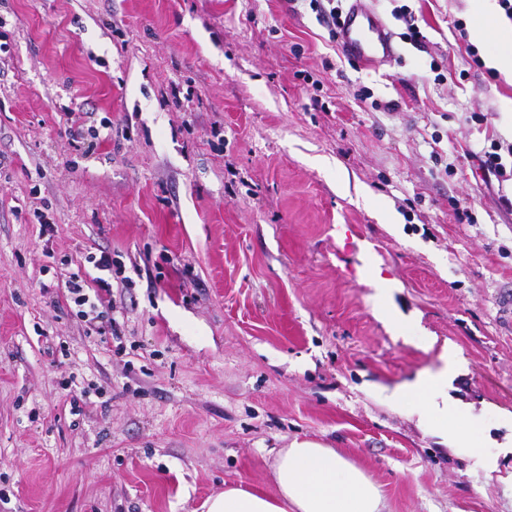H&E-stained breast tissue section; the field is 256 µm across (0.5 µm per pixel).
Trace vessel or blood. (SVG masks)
Wrapping results in <instances>:
<instances>
[{
  "label": "vessel or blood",
  "instance_id": "1",
  "mask_svg": "<svg viewBox=\"0 0 512 512\" xmlns=\"http://www.w3.org/2000/svg\"><path fill=\"white\" fill-rule=\"evenodd\" d=\"M342 54L361 66L382 65L396 55L394 37L366 0H351L337 35Z\"/></svg>",
  "mask_w": 512,
  "mask_h": 512
}]
</instances>
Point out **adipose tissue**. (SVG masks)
<instances>
[{
    "label": "adipose tissue",
    "mask_w": 512,
    "mask_h": 512,
    "mask_svg": "<svg viewBox=\"0 0 512 512\" xmlns=\"http://www.w3.org/2000/svg\"><path fill=\"white\" fill-rule=\"evenodd\" d=\"M473 36L493 44L489 66L512 71V27L498 26L491 16L478 15ZM444 374L423 377L391 394L403 404L420 403L422 421L435 435L472 452L467 437L470 423L449 416L439 400L444 395ZM274 487L269 493H255L230 487L210 498L207 512H381L378 488L354 463L335 449L312 440H293L278 449L273 465Z\"/></svg>",
    "instance_id": "obj_1"
}]
</instances>
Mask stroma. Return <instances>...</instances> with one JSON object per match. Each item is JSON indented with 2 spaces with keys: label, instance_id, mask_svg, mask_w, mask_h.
I'll list each match as a JSON object with an SVG mask.
<instances>
[{
  "label": "stroma",
  "instance_id": "1",
  "mask_svg": "<svg viewBox=\"0 0 512 512\" xmlns=\"http://www.w3.org/2000/svg\"><path fill=\"white\" fill-rule=\"evenodd\" d=\"M368 4L399 35L409 5L424 46L356 66L307 0H0V512H206L271 491L295 439L360 467L384 512H512V214L463 153L512 140V75L453 29L505 16ZM79 113L108 138L73 140ZM101 248L119 353L50 272L92 278ZM450 350L472 457L384 396Z\"/></svg>",
  "mask_w": 512,
  "mask_h": 512
}]
</instances>
